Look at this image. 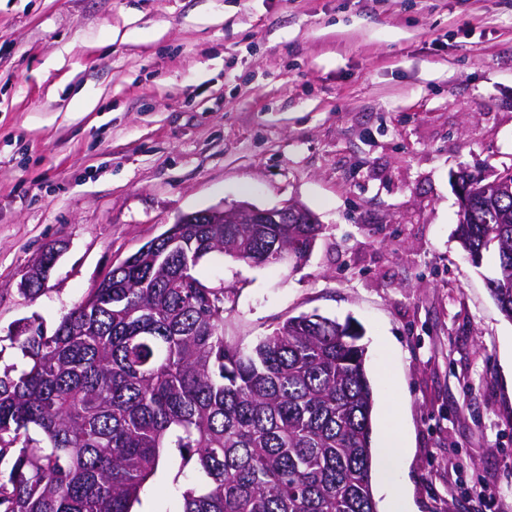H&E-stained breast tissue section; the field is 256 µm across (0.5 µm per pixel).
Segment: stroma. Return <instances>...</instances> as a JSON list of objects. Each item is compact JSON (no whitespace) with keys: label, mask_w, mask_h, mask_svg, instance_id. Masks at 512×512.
<instances>
[{"label":"stroma","mask_w":512,"mask_h":512,"mask_svg":"<svg viewBox=\"0 0 512 512\" xmlns=\"http://www.w3.org/2000/svg\"><path fill=\"white\" fill-rule=\"evenodd\" d=\"M509 166L512 0H0V370L179 216L293 200L325 228L297 267L199 264L225 335L353 320L375 500L390 434L412 512H512V321L452 183ZM53 249V253L55 254L56 260L53 263V265L50 267L48 274L54 264L56 263L59 255L64 251V248L62 246L58 247L56 245H52L51 247H48ZM58 248H61V251L58 250ZM53 261L52 251L48 252H42L37 257V259L27 267L26 271L22 274L21 278V285L23 288H18L20 293L25 296L26 298L32 299L34 296H36L38 293H40L44 288L43 285L45 283V280L47 277L44 276L43 270L46 266L51 265Z\"/></svg>","instance_id":"1"}]
</instances>
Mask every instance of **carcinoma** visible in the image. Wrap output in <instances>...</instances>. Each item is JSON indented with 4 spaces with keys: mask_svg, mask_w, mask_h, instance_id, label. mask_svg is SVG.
I'll use <instances>...</instances> for the list:
<instances>
[{
    "mask_svg": "<svg viewBox=\"0 0 512 512\" xmlns=\"http://www.w3.org/2000/svg\"><path fill=\"white\" fill-rule=\"evenodd\" d=\"M476 186L456 238L512 320V193ZM319 224H173L112 268L52 334L23 325L0 373V512H132L170 464L181 512H377L373 390L360 332L290 317L251 345L224 336V285L196 276L210 254L304 259ZM52 252L22 274L42 291ZM195 476L192 483L180 478Z\"/></svg>",
    "mask_w": 512,
    "mask_h": 512,
    "instance_id": "1",
    "label": "carcinoma"
}]
</instances>
